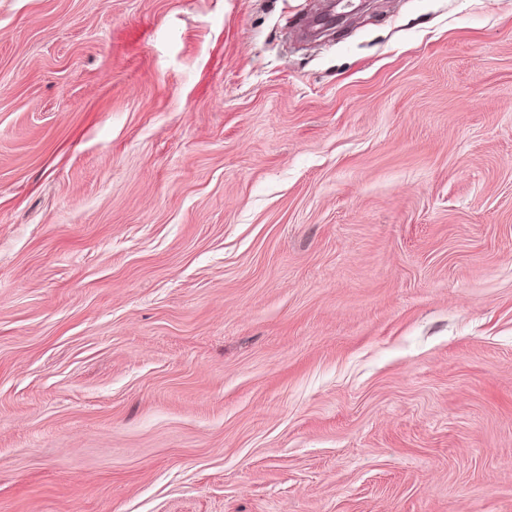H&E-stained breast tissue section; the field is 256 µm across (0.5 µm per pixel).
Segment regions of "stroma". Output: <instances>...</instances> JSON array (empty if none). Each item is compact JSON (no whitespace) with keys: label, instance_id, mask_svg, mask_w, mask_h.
Here are the masks:
<instances>
[{"label":"stroma","instance_id":"35a3bbf8","mask_svg":"<svg viewBox=\"0 0 512 512\" xmlns=\"http://www.w3.org/2000/svg\"><path fill=\"white\" fill-rule=\"evenodd\" d=\"M0 0V512H512V0Z\"/></svg>","mask_w":512,"mask_h":512}]
</instances>
